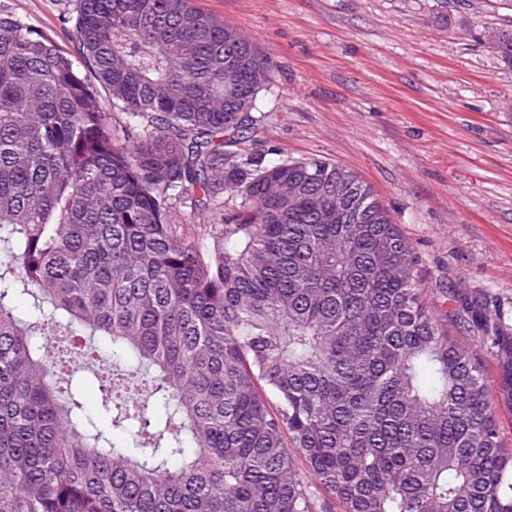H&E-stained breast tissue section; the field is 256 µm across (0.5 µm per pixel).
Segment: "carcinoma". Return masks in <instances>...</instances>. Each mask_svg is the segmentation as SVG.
I'll use <instances>...</instances> for the list:
<instances>
[{
	"label": "carcinoma",
	"mask_w": 512,
	"mask_h": 512,
	"mask_svg": "<svg viewBox=\"0 0 512 512\" xmlns=\"http://www.w3.org/2000/svg\"><path fill=\"white\" fill-rule=\"evenodd\" d=\"M70 22L73 52L0 9V512H512V442L449 332L512 405L496 301L453 288L438 317L368 184L241 148L269 61L238 29L191 0ZM89 337L136 363L93 371L127 445L60 395ZM449 330L453 336H457L461 341L470 344L471 347L477 350L478 354L481 356L484 362L488 379L493 384V386H496L499 370L495 357L485 347H480L479 343L471 340L470 336L473 335L469 332L467 326L463 325V323L453 324L449 327Z\"/></svg>",
	"instance_id": "obj_1"
}]
</instances>
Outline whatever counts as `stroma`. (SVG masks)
Returning a JSON list of instances; mask_svg holds the SVG:
<instances>
[{"label":"stroma","instance_id":"35a3bbf8","mask_svg":"<svg viewBox=\"0 0 512 512\" xmlns=\"http://www.w3.org/2000/svg\"><path fill=\"white\" fill-rule=\"evenodd\" d=\"M270 62L248 151L317 158L371 185L422 259L430 308L450 288L512 314V68L487 39L512 0H193ZM79 0H0L74 46Z\"/></svg>","mask_w":512,"mask_h":512}]
</instances>
